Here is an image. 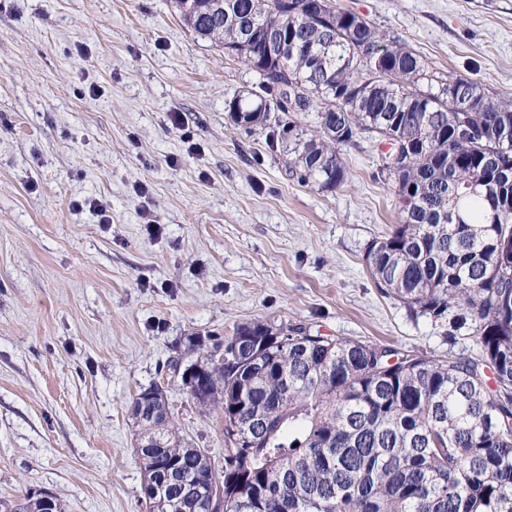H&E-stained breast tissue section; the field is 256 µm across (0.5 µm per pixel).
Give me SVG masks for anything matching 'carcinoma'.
Masks as SVG:
<instances>
[{
    "mask_svg": "<svg viewBox=\"0 0 512 512\" xmlns=\"http://www.w3.org/2000/svg\"><path fill=\"white\" fill-rule=\"evenodd\" d=\"M179 17L259 74L226 102L268 131L288 175L334 192L344 146H388L401 224L372 241L380 292L410 313L473 328L478 353L433 358L390 345L241 324L208 351L203 407L224 411V475L180 435L168 399L132 417L153 442L147 512H512V103L442 82L423 56L331 0H208ZM280 30L284 54L266 57ZM315 113L313 131L297 122ZM461 223H454V217Z\"/></svg>",
    "mask_w": 512,
    "mask_h": 512,
    "instance_id": "1",
    "label": "carcinoma"
}]
</instances>
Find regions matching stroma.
Wrapping results in <instances>:
<instances>
[{"instance_id":"obj_1","label":"stroma","mask_w":512,"mask_h":512,"mask_svg":"<svg viewBox=\"0 0 512 512\" xmlns=\"http://www.w3.org/2000/svg\"><path fill=\"white\" fill-rule=\"evenodd\" d=\"M444 78L512 96V0H333ZM169 0H0V501L144 512L129 409L164 383L180 434L224 469V416L167 363L242 323L476 356L470 329L376 288L368 244L400 222L371 138L346 182L288 176L225 103L258 82ZM107 203L111 221L83 209ZM155 228H147V220Z\"/></svg>"}]
</instances>
